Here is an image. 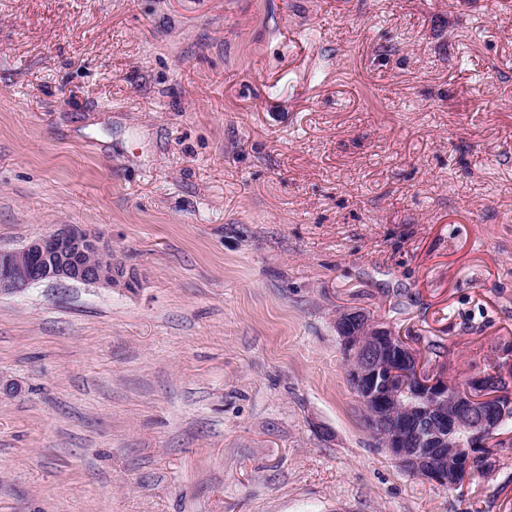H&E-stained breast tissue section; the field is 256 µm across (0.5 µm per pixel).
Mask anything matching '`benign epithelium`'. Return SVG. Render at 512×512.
I'll return each mask as SVG.
<instances>
[{"instance_id":"benign-epithelium-1","label":"benign epithelium","mask_w":512,"mask_h":512,"mask_svg":"<svg viewBox=\"0 0 512 512\" xmlns=\"http://www.w3.org/2000/svg\"><path fill=\"white\" fill-rule=\"evenodd\" d=\"M44 281L112 284V251L64 224L20 250L0 249V292ZM348 373L369 422L399 466L443 488L495 469L490 448H509L512 360L458 383L426 369L401 336L359 311L336 320Z\"/></svg>"}]
</instances>
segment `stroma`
I'll return each instance as SVG.
<instances>
[{
  "label": "stroma",
  "instance_id": "35a3bbf8",
  "mask_svg": "<svg viewBox=\"0 0 512 512\" xmlns=\"http://www.w3.org/2000/svg\"><path fill=\"white\" fill-rule=\"evenodd\" d=\"M0 512H512L373 435L336 320L512 357V0H0ZM44 281L112 285V251L100 237L69 224L20 250L0 249V292Z\"/></svg>",
  "mask_w": 512,
  "mask_h": 512
}]
</instances>
